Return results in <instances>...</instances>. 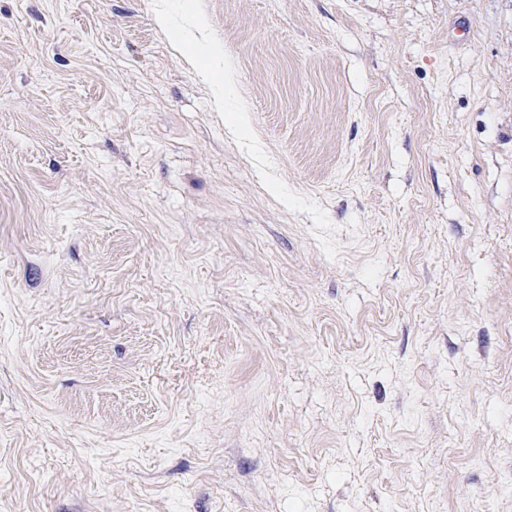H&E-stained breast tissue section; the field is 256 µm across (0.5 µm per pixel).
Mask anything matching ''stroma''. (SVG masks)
Wrapping results in <instances>:
<instances>
[{"mask_svg":"<svg viewBox=\"0 0 512 512\" xmlns=\"http://www.w3.org/2000/svg\"><path fill=\"white\" fill-rule=\"evenodd\" d=\"M0 512H512V0H0Z\"/></svg>","mask_w":512,"mask_h":512,"instance_id":"obj_1","label":"stroma"}]
</instances>
